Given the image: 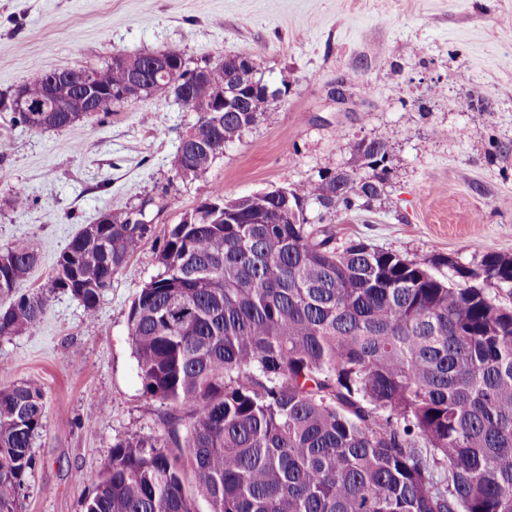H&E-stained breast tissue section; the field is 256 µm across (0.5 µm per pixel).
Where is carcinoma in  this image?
Returning a JSON list of instances; mask_svg holds the SVG:
<instances>
[{"mask_svg": "<svg viewBox=\"0 0 512 512\" xmlns=\"http://www.w3.org/2000/svg\"><path fill=\"white\" fill-rule=\"evenodd\" d=\"M175 79L197 68L173 52ZM216 94L242 80L254 112L224 113L195 95L196 122L180 141L197 178L267 106L257 69L236 56L206 64ZM105 101L132 71L36 69L29 99L50 83L74 105L82 74ZM82 112H18L28 130L62 129ZM361 167L290 188L275 224H227L193 209L156 252L128 331L144 391L169 409L155 437L113 445L92 480L85 512H512V258L487 253L481 271L448 261L458 281L363 242L336 245L338 214L381 195L390 161L380 141L356 146ZM319 208L309 221L305 204ZM135 211L108 212L103 236L79 231L61 252L78 258L49 291H66L95 315L112 275L151 230ZM39 259L25 242L0 248V336L32 331L48 296L19 288ZM44 391L33 381L0 388V512H18L43 427Z\"/></svg>", "mask_w": 512, "mask_h": 512, "instance_id": "cac0c4a2", "label": "carcinoma"}]
</instances>
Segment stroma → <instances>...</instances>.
Returning <instances> with one entry per match:
<instances>
[{
	"instance_id": "obj_1",
	"label": "stroma",
	"mask_w": 512,
	"mask_h": 512,
	"mask_svg": "<svg viewBox=\"0 0 512 512\" xmlns=\"http://www.w3.org/2000/svg\"><path fill=\"white\" fill-rule=\"evenodd\" d=\"M170 49L193 67L249 56L284 91L200 178L174 176L197 115L173 96L47 131L0 106V247L39 254L22 291L48 290L61 251L104 212L153 219L94 318L50 292L34 332L0 337V387L28 380L45 394L19 512H84L113 445L163 433L169 410L144 392L128 314L167 225L211 192L317 181L356 168V145L377 140L391 151L384 192L337 218V242L432 260L447 281L453 264L512 256V0H0V103L36 69Z\"/></svg>"
}]
</instances>
